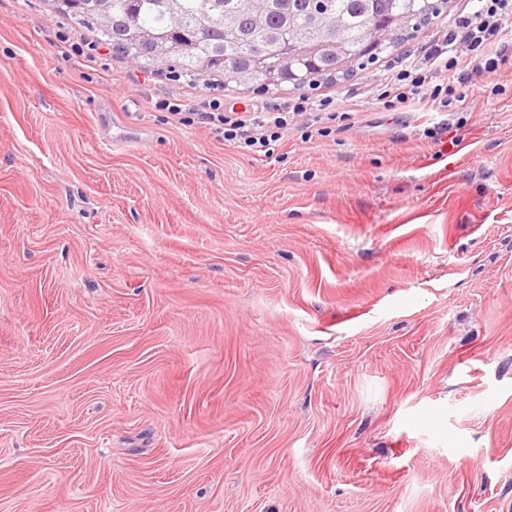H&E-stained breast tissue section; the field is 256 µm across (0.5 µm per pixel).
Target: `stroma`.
I'll return each instance as SVG.
<instances>
[{
  "mask_svg": "<svg viewBox=\"0 0 512 512\" xmlns=\"http://www.w3.org/2000/svg\"><path fill=\"white\" fill-rule=\"evenodd\" d=\"M464 7L259 158L0 0V512H512V67L456 112L378 98Z\"/></svg>",
  "mask_w": 512,
  "mask_h": 512,
  "instance_id": "stroma-1",
  "label": "stroma"
}]
</instances>
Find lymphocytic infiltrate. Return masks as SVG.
<instances>
[{
    "label": "lymphocytic infiltrate",
    "mask_w": 512,
    "mask_h": 512,
    "mask_svg": "<svg viewBox=\"0 0 512 512\" xmlns=\"http://www.w3.org/2000/svg\"><path fill=\"white\" fill-rule=\"evenodd\" d=\"M468 10L422 53L405 58L381 98L390 108L408 109L423 103L440 111L460 102L456 83L497 72L512 64V0H468ZM172 115L189 113L190 123L207 127L216 139L253 155H273L276 143L295 117H305L307 137H325L328 127L318 105L302 96L286 107L261 112L226 110L216 99L201 98L192 107L166 105Z\"/></svg>",
    "instance_id": "1"
}]
</instances>
